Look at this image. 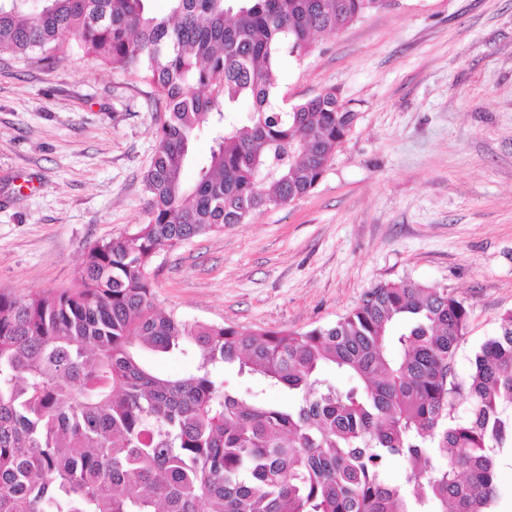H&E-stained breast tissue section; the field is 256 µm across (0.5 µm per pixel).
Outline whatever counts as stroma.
<instances>
[{
	"label": "stroma",
	"mask_w": 512,
	"mask_h": 512,
	"mask_svg": "<svg viewBox=\"0 0 512 512\" xmlns=\"http://www.w3.org/2000/svg\"><path fill=\"white\" fill-rule=\"evenodd\" d=\"M281 72L278 104L336 88L350 132L307 195L161 251L157 307L305 332L376 284L438 285L470 306L467 379L512 310V0H387ZM148 90L67 46L50 66L0 55V289L73 288L90 246L144 222Z\"/></svg>",
	"instance_id": "1"
}]
</instances>
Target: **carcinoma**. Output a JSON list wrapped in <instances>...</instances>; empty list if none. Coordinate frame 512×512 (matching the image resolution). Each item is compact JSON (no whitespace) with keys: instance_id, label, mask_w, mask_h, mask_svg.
<instances>
[{"instance_id":"cac0c4a2","label":"carcinoma","mask_w":512,"mask_h":512,"mask_svg":"<svg viewBox=\"0 0 512 512\" xmlns=\"http://www.w3.org/2000/svg\"><path fill=\"white\" fill-rule=\"evenodd\" d=\"M25 2L0 0V54L49 63L73 39L150 85L163 118L145 222L92 246L73 289L0 291V512H490L512 448V310L459 381L470 309L443 287L380 283L304 333L188 322L154 302L162 250L317 185L356 113L334 87L277 105L279 61L385 0H169L166 14L145 0H40L31 14ZM204 125L216 147L189 184ZM191 346L184 376L140 357ZM234 363L259 390L224 387ZM326 366L352 385L326 384ZM275 387L297 404L261 398ZM394 459L407 463L399 484L385 479Z\"/></svg>"}]
</instances>
